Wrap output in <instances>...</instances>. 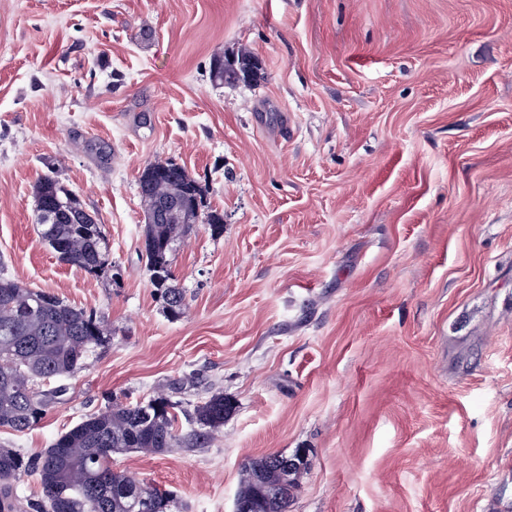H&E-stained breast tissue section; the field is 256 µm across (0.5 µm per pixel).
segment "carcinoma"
<instances>
[{
    "mask_svg": "<svg viewBox=\"0 0 512 512\" xmlns=\"http://www.w3.org/2000/svg\"><path fill=\"white\" fill-rule=\"evenodd\" d=\"M210 80L219 85L250 84L260 79L259 61L245 51L213 60ZM165 172V180L193 194L201 208L203 188L187 169L170 160L148 163ZM36 223L40 237L59 260L89 274L112 277V248L101 224L73 218L57 223L49 213L84 209L79 196L53 176L35 185ZM152 243L140 255L160 292L164 312L179 318L187 305L185 289L174 284L170 255L187 224H158ZM111 340L104 317L74 306L44 290L0 276V427L25 432L45 418L67 394L64 385L40 383L73 376L96 348ZM195 424L192 436L204 444L224 425L229 404L218 393L193 412L170 396L135 403L113 402L105 412L89 414L46 448L23 455L0 448V512H171L170 492L128 479L112 468V455L127 451L163 453L180 445L178 413ZM278 453L254 459L242 471L236 499L252 512H288L299 484L300 468L276 467ZM24 475L39 482L40 498L22 503L16 484Z\"/></svg>",
    "mask_w": 512,
    "mask_h": 512,
    "instance_id": "carcinoma-1",
    "label": "carcinoma"
}]
</instances>
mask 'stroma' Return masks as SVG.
Returning <instances> with one entry per match:
<instances>
[{
    "label": "stroma",
    "mask_w": 512,
    "mask_h": 512,
    "mask_svg": "<svg viewBox=\"0 0 512 512\" xmlns=\"http://www.w3.org/2000/svg\"><path fill=\"white\" fill-rule=\"evenodd\" d=\"M241 45L263 79L212 83ZM157 159L224 219L176 245V319L139 258ZM47 174L113 279L41 242ZM0 271L112 330L2 447L174 386L223 393L222 431L112 466L177 512H233L277 452L306 459L290 512H512V0H0ZM146 166H149L148 169L156 167L163 170L166 173L164 177L165 180L180 185L184 188L185 192H190L193 194L194 199L196 200L197 208V215L195 217L196 222L198 219V209L200 211L203 198V188L200 183L189 174L184 166L170 160L157 159L148 163Z\"/></svg>",
    "instance_id": "35a3bbf8"
}]
</instances>
